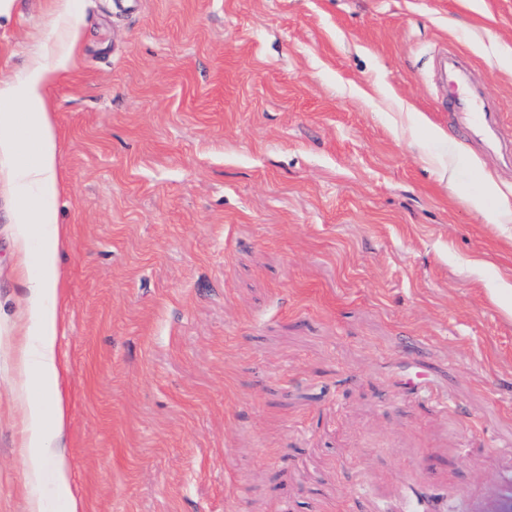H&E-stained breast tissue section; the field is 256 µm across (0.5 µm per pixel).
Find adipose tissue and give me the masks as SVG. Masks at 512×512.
I'll return each mask as SVG.
<instances>
[{"label":"adipose tissue","mask_w":512,"mask_h":512,"mask_svg":"<svg viewBox=\"0 0 512 512\" xmlns=\"http://www.w3.org/2000/svg\"><path fill=\"white\" fill-rule=\"evenodd\" d=\"M73 0H62L60 19L65 27L55 52L35 54L22 78L0 86V153L13 156V181L19 199L16 235L27 244L42 235L39 268L27 285L28 340L20 350L23 384L35 385L40 396L27 398L23 411L27 441L23 465L31 481L49 482L69 495L66 512H84L82 501L68 492L70 469L65 444L67 406L59 391L65 366L57 354V339L65 328L58 316L62 270L60 253L68 242V230L58 221L55 199L57 141L46 90L64 70L79 38L72 23Z\"/></svg>","instance_id":"adipose-tissue-1"}]
</instances>
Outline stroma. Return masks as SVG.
I'll return each instance as SVG.
<instances>
[{
    "label": "stroma",
    "instance_id": "35a3bbf8",
    "mask_svg": "<svg viewBox=\"0 0 512 512\" xmlns=\"http://www.w3.org/2000/svg\"><path fill=\"white\" fill-rule=\"evenodd\" d=\"M47 90L58 342L85 512H457L512 475V0H75ZM59 0L0 15V83L58 42ZM497 113L451 120L437 58ZM423 120L408 128V114ZM452 160L454 185L440 179ZM0 154V512L22 465L27 282ZM487 208L494 199L484 198ZM484 191L486 197L498 199L496 207L488 210L483 198L474 199L473 207L481 212L490 224H510L512 222V203L501 196L499 186L490 175L484 177Z\"/></svg>",
    "mask_w": 512,
    "mask_h": 512
}]
</instances>
